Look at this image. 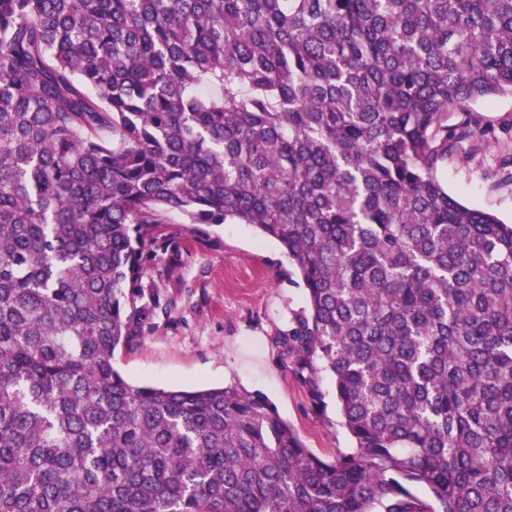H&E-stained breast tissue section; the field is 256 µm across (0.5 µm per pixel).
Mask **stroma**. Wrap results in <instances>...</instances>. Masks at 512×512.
<instances>
[{
    "label": "stroma",
    "mask_w": 512,
    "mask_h": 512,
    "mask_svg": "<svg viewBox=\"0 0 512 512\" xmlns=\"http://www.w3.org/2000/svg\"><path fill=\"white\" fill-rule=\"evenodd\" d=\"M486 135L471 141L473 156L449 157L437 176L461 201L512 222V96L477 104ZM178 255L158 257L150 271L166 312L157 313L142 336L116 351L113 364L127 379L177 388L235 384L269 397L316 456L331 460L351 439L340 424L333 382L321 374L323 406H316L280 341L294 310L305 304L303 287L280 245L246 224L194 232L178 214L169 218ZM173 265L172 275L160 267Z\"/></svg>",
    "instance_id": "35a3bbf8"
}]
</instances>
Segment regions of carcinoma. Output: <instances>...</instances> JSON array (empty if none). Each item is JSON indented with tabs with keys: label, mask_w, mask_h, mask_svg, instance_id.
Wrapping results in <instances>:
<instances>
[{
	"label": "carcinoma",
	"mask_w": 512,
	"mask_h": 512,
	"mask_svg": "<svg viewBox=\"0 0 512 512\" xmlns=\"http://www.w3.org/2000/svg\"><path fill=\"white\" fill-rule=\"evenodd\" d=\"M500 95L512 0H0V512H512V224L437 177ZM171 213L285 249L351 451L115 369Z\"/></svg>",
	"instance_id": "cac0c4a2"
}]
</instances>
